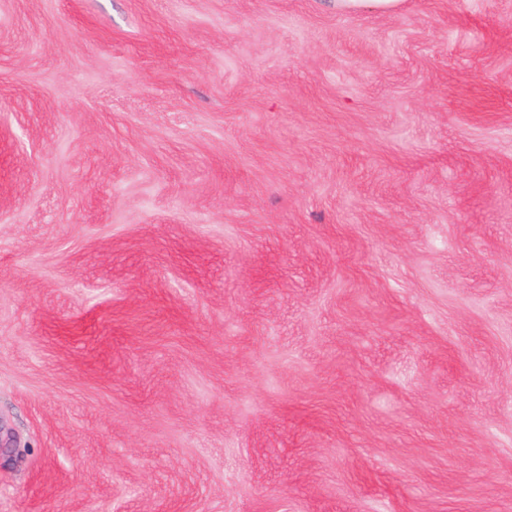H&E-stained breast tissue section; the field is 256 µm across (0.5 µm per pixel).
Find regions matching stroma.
Instances as JSON below:
<instances>
[{
    "label": "stroma",
    "mask_w": 512,
    "mask_h": 512,
    "mask_svg": "<svg viewBox=\"0 0 512 512\" xmlns=\"http://www.w3.org/2000/svg\"><path fill=\"white\" fill-rule=\"evenodd\" d=\"M0 512H512V0H0ZM401 0H331L327 6L338 13L368 8L382 13H392Z\"/></svg>",
    "instance_id": "obj_1"
}]
</instances>
